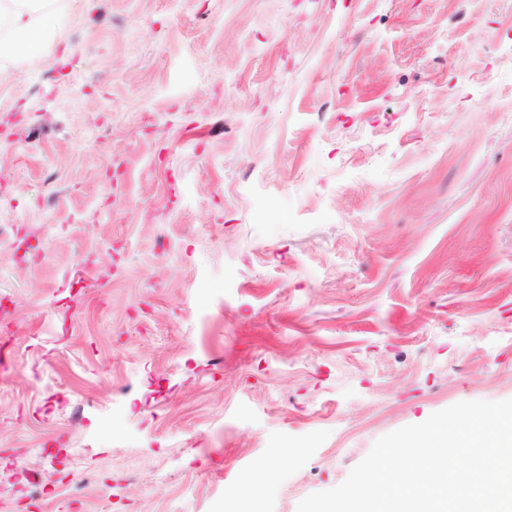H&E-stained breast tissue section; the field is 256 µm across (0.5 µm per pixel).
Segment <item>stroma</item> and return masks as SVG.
Here are the masks:
<instances>
[{"mask_svg":"<svg viewBox=\"0 0 512 512\" xmlns=\"http://www.w3.org/2000/svg\"><path fill=\"white\" fill-rule=\"evenodd\" d=\"M0 58V512H297L512 399V0H63Z\"/></svg>","mask_w":512,"mask_h":512,"instance_id":"35a3bbf8","label":"stroma"}]
</instances>
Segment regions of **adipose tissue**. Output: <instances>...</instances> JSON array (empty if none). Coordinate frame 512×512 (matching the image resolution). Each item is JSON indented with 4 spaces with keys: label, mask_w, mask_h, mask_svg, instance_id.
Masks as SVG:
<instances>
[{
    "label": "adipose tissue",
    "mask_w": 512,
    "mask_h": 512,
    "mask_svg": "<svg viewBox=\"0 0 512 512\" xmlns=\"http://www.w3.org/2000/svg\"><path fill=\"white\" fill-rule=\"evenodd\" d=\"M55 0H0V19L20 38L15 48L31 53L56 23Z\"/></svg>",
    "instance_id": "1"
}]
</instances>
